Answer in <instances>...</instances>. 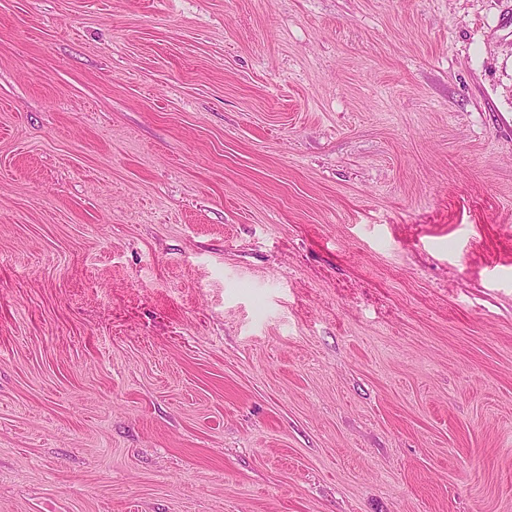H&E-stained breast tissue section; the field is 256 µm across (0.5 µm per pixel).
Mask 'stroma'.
Masks as SVG:
<instances>
[{"mask_svg": "<svg viewBox=\"0 0 512 512\" xmlns=\"http://www.w3.org/2000/svg\"><path fill=\"white\" fill-rule=\"evenodd\" d=\"M0 512H512V0H0Z\"/></svg>", "mask_w": 512, "mask_h": 512, "instance_id": "35a3bbf8", "label": "stroma"}]
</instances>
